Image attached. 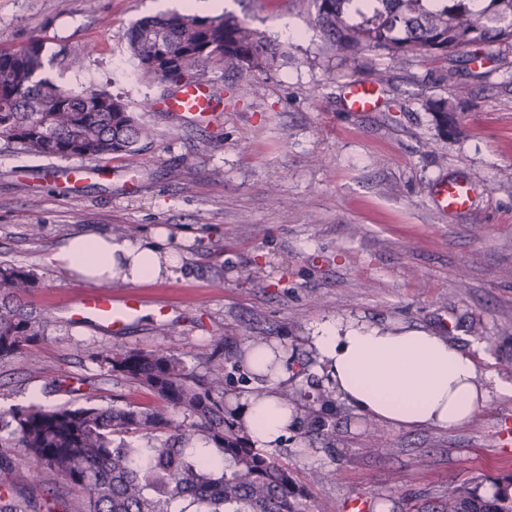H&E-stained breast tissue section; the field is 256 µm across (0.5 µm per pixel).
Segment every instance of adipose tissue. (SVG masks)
Returning a JSON list of instances; mask_svg holds the SVG:
<instances>
[{
	"label": "adipose tissue",
	"mask_w": 512,
	"mask_h": 512,
	"mask_svg": "<svg viewBox=\"0 0 512 512\" xmlns=\"http://www.w3.org/2000/svg\"><path fill=\"white\" fill-rule=\"evenodd\" d=\"M50 261L93 284L154 281L178 265L162 237L118 240L99 231L71 236ZM309 344L318 355V377L339 400L397 429L469 423L489 397L491 377L476 359L426 330L327 320L316 327ZM243 354L261 387L241 396L237 416L253 447H278L302 421L300 410L275 393L286 373L283 351L274 343L252 341ZM268 362L273 365L269 371L264 368Z\"/></svg>",
	"instance_id": "adipose-tissue-1"
}]
</instances>
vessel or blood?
Masks as SVG:
<instances>
[{
  "mask_svg": "<svg viewBox=\"0 0 512 512\" xmlns=\"http://www.w3.org/2000/svg\"><path fill=\"white\" fill-rule=\"evenodd\" d=\"M345 101L350 111H372L379 101L376 83L363 79L349 81ZM167 107L173 114L187 118L212 113L214 105L208 81L194 80L185 83L168 100ZM474 192L473 184L463 177L436 180L433 191L435 207L446 217L465 214L471 206ZM168 311L167 304H146L133 290L116 296L111 289L92 287L75 298L70 307V318L76 322L93 323L100 329L117 335L143 315H150L160 322L167 316Z\"/></svg>",
  "mask_w": 512,
  "mask_h": 512,
  "instance_id": "vessel-or-blood-1",
  "label": "vessel or blood"
}]
</instances>
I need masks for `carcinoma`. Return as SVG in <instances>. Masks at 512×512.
Wrapping results in <instances>:
<instances>
[{
	"instance_id": "1",
	"label": "carcinoma",
	"mask_w": 512,
	"mask_h": 512,
	"mask_svg": "<svg viewBox=\"0 0 512 512\" xmlns=\"http://www.w3.org/2000/svg\"><path fill=\"white\" fill-rule=\"evenodd\" d=\"M312 0L313 18L324 41L350 55L371 54L403 63L413 53L452 62L474 47L512 46V0ZM138 77L157 76L150 60L164 50L168 82L180 84L207 72L228 71L239 97L251 91V77L276 59L279 48L233 14L191 13L146 16L125 32ZM42 43L0 51V138L31 155L95 161L135 153L153 137L129 104L104 89L76 93L44 76ZM443 136L454 132L448 104L428 99ZM35 274L0 264V358L24 353L38 343L45 321L24 310L23 297L37 287ZM100 367L157 399L103 405L67 380L56 388L75 401L52 409L38 403L0 408V433L22 448L0 459L6 500L0 512H302L304 492L273 454L254 448L224 420V374L199 376L172 353L105 348ZM181 412L176 423L169 410ZM59 475L77 492L79 506L57 489L24 493L38 486L31 464ZM441 512H512V479L499 483L492 499L474 490L448 495Z\"/></svg>"
}]
</instances>
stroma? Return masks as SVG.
<instances>
[{
	"instance_id": "1",
	"label": "stroma",
	"mask_w": 512,
	"mask_h": 512,
	"mask_svg": "<svg viewBox=\"0 0 512 512\" xmlns=\"http://www.w3.org/2000/svg\"><path fill=\"white\" fill-rule=\"evenodd\" d=\"M179 8L180 0H0V50L39 38L50 78L122 95L154 131L141 151L103 159L101 175L74 189L45 176L67 160L0 138V262L35 273L24 302L47 322L42 341L0 359V407L34 395L47 407L67 403L69 394L48 388L67 376L93 378L103 404H154L100 371L96 353L117 345L177 354L201 375L227 371L232 422L255 386L233 367L242 347L281 346L288 372L276 393L298 398L316 372L312 327L336 318L445 336L512 382V50L480 53L453 82L442 60L381 59L391 81L380 106L350 112L346 84L371 73L362 57L326 48L310 0H226L280 54L241 101L230 75L210 73L224 97L220 117L180 120L165 104L173 85L141 82L125 47L131 23ZM75 56L81 67L69 65ZM427 99L447 101L453 135L438 133ZM441 176L475 185L468 213L437 212ZM128 224L138 240L164 231L181 257L172 275L136 287L170 304V322L145 319L120 336L73 324L67 308L87 284L50 254L79 231ZM218 346L223 356L198 359ZM325 418L324 430L303 422L274 451L305 490L304 512H352L355 502L366 512H439L456 489L482 493L512 477V458L497 447L512 393H491L470 423L448 430L394 429L340 401Z\"/></svg>"
}]
</instances>
